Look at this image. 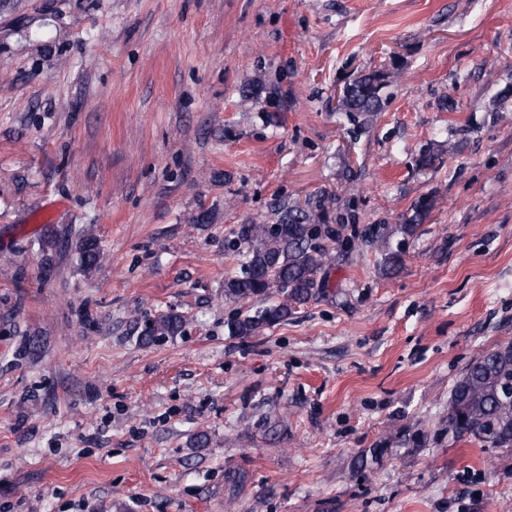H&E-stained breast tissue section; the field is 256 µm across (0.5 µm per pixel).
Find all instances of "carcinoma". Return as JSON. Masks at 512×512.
<instances>
[{"label": "carcinoma", "mask_w": 512, "mask_h": 512, "mask_svg": "<svg viewBox=\"0 0 512 512\" xmlns=\"http://www.w3.org/2000/svg\"><path fill=\"white\" fill-rule=\"evenodd\" d=\"M380 76L372 74L347 87L342 109L354 117H371L380 108ZM430 203L422 201L403 224H369L360 231L364 244L384 253L388 265H396L400 253L391 238L411 235L422 223ZM271 224H242L228 247L243 256L237 274L224 280V299L262 301L256 309L238 312L227 320L228 335L249 337L264 327L288 319L293 309L308 303L321 286L320 272L330 258L326 241L334 239L321 201L305 207L281 206ZM81 267L90 271L102 258L97 238L81 234L74 244ZM184 317L175 312L145 322L137 340L154 343L183 330ZM448 427L458 437L468 436L495 448L512 447V343L501 345L472 362L457 380L448 399ZM242 469L224 473L229 491L236 493L247 482Z\"/></svg>", "instance_id": "1"}]
</instances>
